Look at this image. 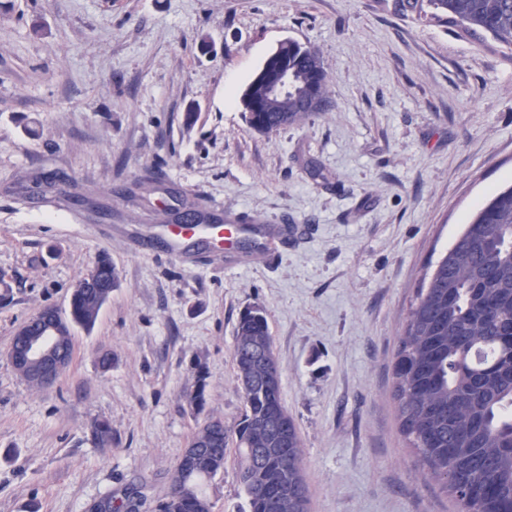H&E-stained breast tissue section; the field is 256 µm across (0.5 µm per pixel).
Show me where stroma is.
Here are the masks:
<instances>
[{
    "mask_svg": "<svg viewBox=\"0 0 512 512\" xmlns=\"http://www.w3.org/2000/svg\"><path fill=\"white\" fill-rule=\"evenodd\" d=\"M287 38L320 52L334 106L267 135L240 96ZM511 184L512 51L402 0H0V512L163 499L198 424L242 412L252 305L310 512H460L404 443L393 364L428 264ZM186 201L255 247H172ZM102 253L111 298L73 327L57 383L30 387L6 356L16 328L69 312ZM239 492L231 451L213 512ZM248 346L254 347L253 349ZM267 317L260 308H249L239 317L233 344L235 364L254 355L274 354Z\"/></svg>",
    "mask_w": 512,
    "mask_h": 512,
    "instance_id": "1",
    "label": "stroma"
}]
</instances>
